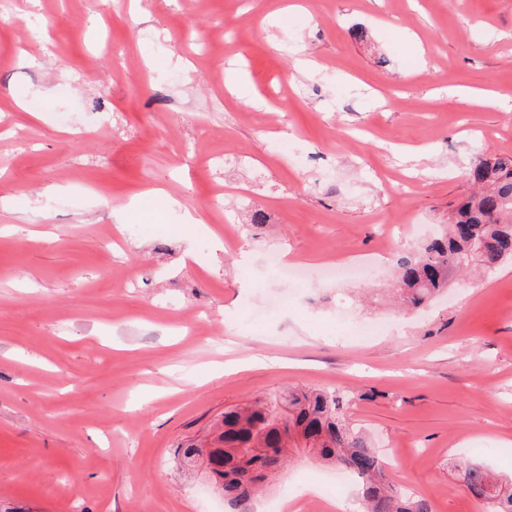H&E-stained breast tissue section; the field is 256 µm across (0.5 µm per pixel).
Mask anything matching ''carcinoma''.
I'll return each mask as SVG.
<instances>
[{
    "label": "carcinoma",
    "mask_w": 512,
    "mask_h": 512,
    "mask_svg": "<svg viewBox=\"0 0 512 512\" xmlns=\"http://www.w3.org/2000/svg\"><path fill=\"white\" fill-rule=\"evenodd\" d=\"M467 177L473 191L456 205L446 233L396 258V286L406 309L430 302L448 287L453 271H494L512 261V157H479ZM301 452L357 479L363 512H432L429 503L387 481L385 461L346 418L335 392L295 389L227 409L214 442L206 448L190 443L182 456L187 465L204 458L218 464L208 471L215 493L234 512H251L256 492ZM456 469L462 486L490 512H512V479L503 481L479 462Z\"/></svg>",
    "instance_id": "obj_1"
}]
</instances>
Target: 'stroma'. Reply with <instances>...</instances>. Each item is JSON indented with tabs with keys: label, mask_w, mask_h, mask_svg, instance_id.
I'll return each mask as SVG.
<instances>
[{
	"label": "stroma",
	"mask_w": 512,
	"mask_h": 512,
	"mask_svg": "<svg viewBox=\"0 0 512 512\" xmlns=\"http://www.w3.org/2000/svg\"><path fill=\"white\" fill-rule=\"evenodd\" d=\"M484 152L512 155V0H9L0 512H232L177 446L296 385L339 392L432 512H484L455 465L512 477V263L388 296ZM157 189L177 205L144 215ZM354 262L372 278L321 280ZM329 475L297 456L251 510L360 512Z\"/></svg>",
	"instance_id": "obj_1"
}]
</instances>
